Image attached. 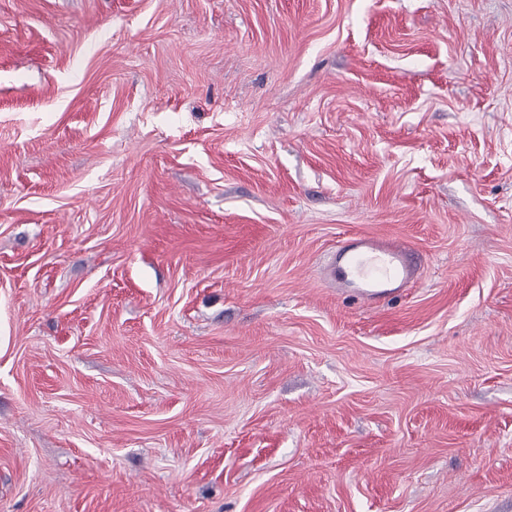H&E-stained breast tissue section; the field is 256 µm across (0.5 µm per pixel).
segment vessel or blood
<instances>
[{
  "instance_id": "1",
  "label": "vessel or blood",
  "mask_w": 512,
  "mask_h": 512,
  "mask_svg": "<svg viewBox=\"0 0 512 512\" xmlns=\"http://www.w3.org/2000/svg\"><path fill=\"white\" fill-rule=\"evenodd\" d=\"M328 276L338 288L373 302L397 295L415 283L419 270L408 245L362 235L346 241L333 256Z\"/></svg>"
}]
</instances>
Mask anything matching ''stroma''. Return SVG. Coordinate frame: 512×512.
Segmentation results:
<instances>
[{"mask_svg": "<svg viewBox=\"0 0 512 512\" xmlns=\"http://www.w3.org/2000/svg\"><path fill=\"white\" fill-rule=\"evenodd\" d=\"M0 512H512V0H0ZM328 276L336 288L367 302L397 295L415 283L419 269L408 245L393 239L362 235L346 241L333 256Z\"/></svg>", "mask_w": 512, "mask_h": 512, "instance_id": "obj_1", "label": "stroma"}]
</instances>
